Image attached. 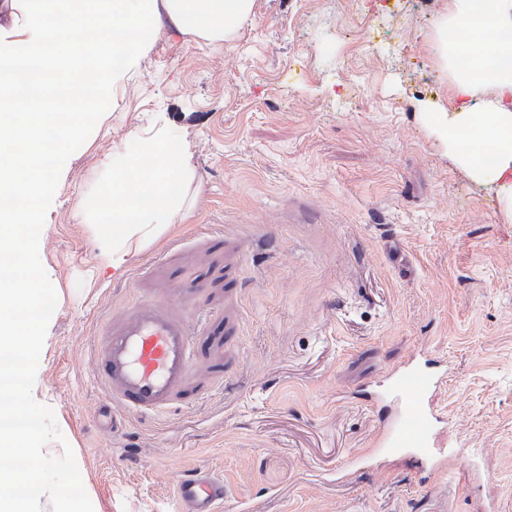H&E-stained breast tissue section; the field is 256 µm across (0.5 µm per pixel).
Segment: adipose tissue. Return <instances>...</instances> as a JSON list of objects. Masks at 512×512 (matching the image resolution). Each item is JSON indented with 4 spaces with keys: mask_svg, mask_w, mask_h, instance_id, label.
<instances>
[{
    "mask_svg": "<svg viewBox=\"0 0 512 512\" xmlns=\"http://www.w3.org/2000/svg\"><path fill=\"white\" fill-rule=\"evenodd\" d=\"M0 259L17 271L0 276V454L16 452L24 431L14 412L17 376L35 357L36 329L21 323L45 283L20 252L14 230L36 224L56 199V175L68 155L61 144L81 130L65 119L46 127L59 108L79 104L93 121L137 69L153 34L163 28L220 46L253 14L254 0H0ZM96 31L88 55L73 53L74 23ZM439 65L452 87L450 104L427 102L421 118L448 145L450 158L494 194L512 219V0H448L432 23ZM193 174L182 139L161 129L140 138L136 155L112 156L116 206L97 203L91 218L112 227L106 259L120 273L126 256L150 235L176 223L189 200ZM39 487L24 470L0 466V512H35Z\"/></svg>",
    "mask_w": 512,
    "mask_h": 512,
    "instance_id": "adipose-tissue-1",
    "label": "adipose tissue"
}]
</instances>
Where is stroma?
I'll return each mask as SVG.
<instances>
[{
  "instance_id": "1",
  "label": "stroma",
  "mask_w": 512,
  "mask_h": 512,
  "mask_svg": "<svg viewBox=\"0 0 512 512\" xmlns=\"http://www.w3.org/2000/svg\"><path fill=\"white\" fill-rule=\"evenodd\" d=\"M444 0H255L215 48L154 33L70 163L33 256L39 312L38 512H176L181 474L224 478L221 512H512V223L419 117L448 101L432 19ZM189 154L193 201L126 258L87 207L112 156L159 128ZM179 300L208 325L159 416L113 411L95 352L114 313ZM447 360L434 396L452 454L362 463L380 425L356 392L418 352Z\"/></svg>"
}]
</instances>
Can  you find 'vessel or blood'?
Instances as JSON below:
<instances>
[{"label": "vessel or blood", "instance_id": "obj_1", "mask_svg": "<svg viewBox=\"0 0 512 512\" xmlns=\"http://www.w3.org/2000/svg\"><path fill=\"white\" fill-rule=\"evenodd\" d=\"M188 315L176 304L142 300L113 316L96 373L114 407L125 412L165 413L184 391L191 370ZM444 360L411 362L392 374V413L377 430L373 447L385 454L414 451L429 465L430 475L446 468L437 448V412L431 394L445 384ZM178 512H217L224 501V480L206 470L184 475L176 485Z\"/></svg>", "mask_w": 512, "mask_h": 512}]
</instances>
